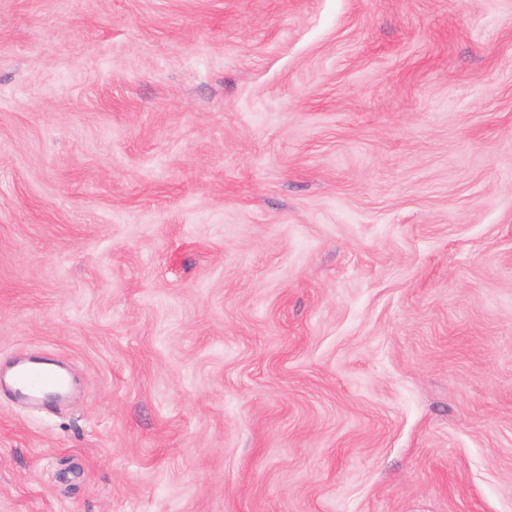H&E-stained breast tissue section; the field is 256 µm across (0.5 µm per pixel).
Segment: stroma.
Returning a JSON list of instances; mask_svg holds the SVG:
<instances>
[{
	"label": "stroma",
	"mask_w": 512,
	"mask_h": 512,
	"mask_svg": "<svg viewBox=\"0 0 512 512\" xmlns=\"http://www.w3.org/2000/svg\"><path fill=\"white\" fill-rule=\"evenodd\" d=\"M0 512H512V0H0ZM23 358L16 361L5 373L1 369L0 383L8 381L14 396L21 401L40 403L48 391H64L59 397L67 396L71 391V383L64 365L59 361H46ZM41 361V362H40Z\"/></svg>",
	"instance_id": "1"
}]
</instances>
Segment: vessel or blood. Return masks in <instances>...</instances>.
Masks as SVG:
<instances>
[{
    "mask_svg": "<svg viewBox=\"0 0 512 512\" xmlns=\"http://www.w3.org/2000/svg\"><path fill=\"white\" fill-rule=\"evenodd\" d=\"M9 382L18 400L37 403L46 392L71 389L68 373L60 361H37L23 358L8 371L0 373V383Z\"/></svg>",
    "mask_w": 512,
    "mask_h": 512,
    "instance_id": "1",
    "label": "vessel or blood"
}]
</instances>
